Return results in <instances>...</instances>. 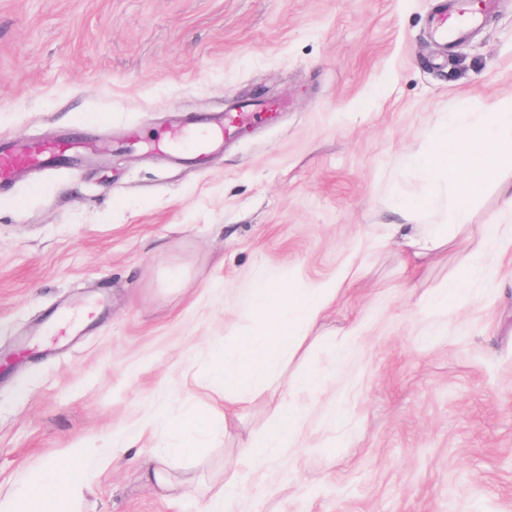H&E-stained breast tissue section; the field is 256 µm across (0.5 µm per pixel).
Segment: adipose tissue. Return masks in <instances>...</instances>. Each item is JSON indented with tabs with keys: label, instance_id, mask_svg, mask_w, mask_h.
Returning <instances> with one entry per match:
<instances>
[{
	"label": "adipose tissue",
	"instance_id": "obj_1",
	"mask_svg": "<svg viewBox=\"0 0 512 512\" xmlns=\"http://www.w3.org/2000/svg\"><path fill=\"white\" fill-rule=\"evenodd\" d=\"M506 161L512 162V97L491 112H451L443 118L429 145L406 157L409 167L439 188L433 195H408L399 201L402 212L423 210L436 217L428 227L403 235L408 260L447 247L449 225L467 222L477 194ZM355 281L349 268L334 279L304 288H285L266 278L255 281L244 299L250 335L238 339L230 351L211 354L215 367L207 382L225 418L240 416L259 398L277 394L283 384L280 363L298 353L311 327ZM306 417L302 408L282 410L242 444L240 465L252 468L264 457L295 447ZM146 426L151 432L166 430L170 439L161 446L136 450L131 461L148 485L161 490L171 487L180 461L207 454L216 433L210 415L191 410L173 415L159 409ZM113 459L109 449H67L39 471L24 474L16 487L0 491V512H80L83 489Z\"/></svg>",
	"mask_w": 512,
	"mask_h": 512
}]
</instances>
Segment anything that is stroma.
Masks as SVG:
<instances>
[{
  "label": "stroma",
  "instance_id": "stroma-1",
  "mask_svg": "<svg viewBox=\"0 0 512 512\" xmlns=\"http://www.w3.org/2000/svg\"><path fill=\"white\" fill-rule=\"evenodd\" d=\"M441 0H0V135L104 120L102 164L0 186V488L86 442L112 445L160 407L211 411L213 347L247 327L262 275L299 288L358 268L286 377H323L302 443L240 471L238 442L287 391L257 400L186 463L190 483L240 474L234 512H512V243L475 262L466 238L512 225L501 186L453 245L406 271L381 242L398 200L432 186L404 163L446 113L512 96V0L454 45ZM259 105L250 130L236 103ZM233 137L193 160L154 154L162 125ZM468 273L447 315L420 299ZM69 308L73 333L50 326ZM126 464L83 512H202Z\"/></svg>",
  "mask_w": 512,
  "mask_h": 512
}]
</instances>
